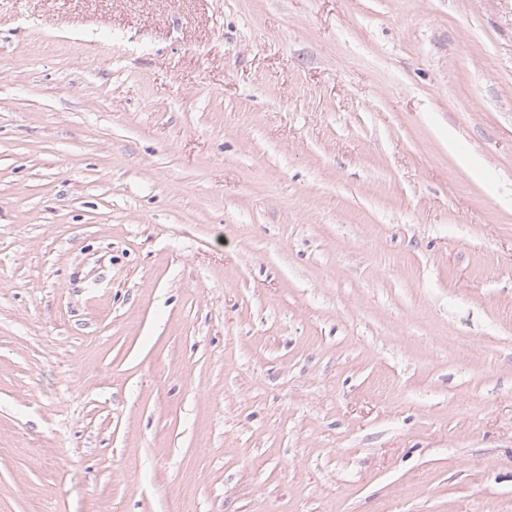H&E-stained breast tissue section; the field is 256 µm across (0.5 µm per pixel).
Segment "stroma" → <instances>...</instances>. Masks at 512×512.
<instances>
[{
  "instance_id": "obj_1",
  "label": "stroma",
  "mask_w": 512,
  "mask_h": 512,
  "mask_svg": "<svg viewBox=\"0 0 512 512\" xmlns=\"http://www.w3.org/2000/svg\"><path fill=\"white\" fill-rule=\"evenodd\" d=\"M0 512H512V0H0Z\"/></svg>"
}]
</instances>
